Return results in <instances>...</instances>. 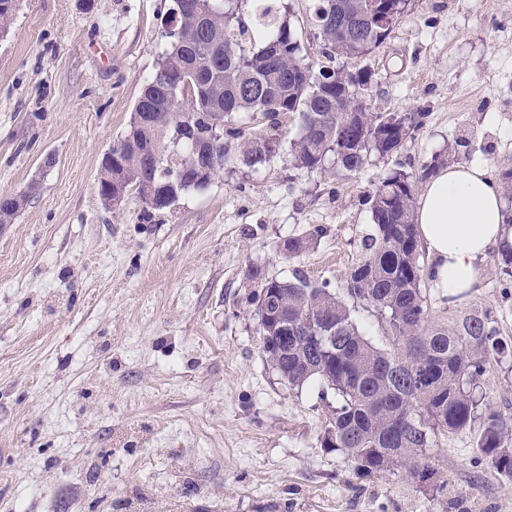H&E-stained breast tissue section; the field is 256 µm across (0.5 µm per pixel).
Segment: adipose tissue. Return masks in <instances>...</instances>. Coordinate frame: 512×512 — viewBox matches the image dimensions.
Instances as JSON below:
<instances>
[{
  "mask_svg": "<svg viewBox=\"0 0 512 512\" xmlns=\"http://www.w3.org/2000/svg\"><path fill=\"white\" fill-rule=\"evenodd\" d=\"M416 222L433 259L431 282L452 298L476 287L490 251L512 249L502 190L477 163L437 171L418 198Z\"/></svg>",
  "mask_w": 512,
  "mask_h": 512,
  "instance_id": "ef3b65f1",
  "label": "adipose tissue"
}]
</instances>
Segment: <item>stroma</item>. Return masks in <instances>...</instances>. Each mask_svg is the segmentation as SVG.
<instances>
[{
	"mask_svg": "<svg viewBox=\"0 0 512 512\" xmlns=\"http://www.w3.org/2000/svg\"><path fill=\"white\" fill-rule=\"evenodd\" d=\"M172 0H16L0 33V193L26 192L0 226V512H512V481L477 462L472 431L428 454L448 484L363 476L323 447L337 404L289 386L263 352V276L340 285L373 227L367 198L462 138L457 162L512 169V0H411L370 56L368 112L425 113L360 172L327 158L225 167L169 210L129 193L105 205L103 154L124 134L165 43ZM320 225L299 257L284 240ZM432 320L492 309L512 343V277L499 253L456 301L425 286ZM487 402L512 415V356L490 362Z\"/></svg>",
	"mask_w": 512,
	"mask_h": 512,
	"instance_id": "obj_1",
	"label": "stroma"
}]
</instances>
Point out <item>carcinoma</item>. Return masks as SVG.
<instances>
[{
  "instance_id": "carcinoma-1",
  "label": "carcinoma",
  "mask_w": 512,
  "mask_h": 512,
  "mask_svg": "<svg viewBox=\"0 0 512 512\" xmlns=\"http://www.w3.org/2000/svg\"><path fill=\"white\" fill-rule=\"evenodd\" d=\"M274 2L184 0L167 20L164 48L140 97L154 102L149 123L130 118L112 164V191H135L155 211L212 182L203 153L184 137L191 114L207 112L223 126L210 158L222 166H262L283 137L280 117H299L291 161L308 172L323 169L328 156L349 172L363 168L368 154L396 153L422 124L424 115L358 112L351 125L345 111L361 107L371 73H350L307 61L288 20ZM407 0H315L312 24L320 54L359 58L390 36ZM267 119L259 130L244 119ZM456 157V145L412 174L395 169L369 197L373 231L363 237V256L335 287L300 272L288 280L259 277L255 314L263 352L293 387L316 381L333 390V408L322 445L343 451L357 473L403 470L439 490L447 482L426 456L432 439L479 426L480 459L512 479V416L477 393L490 358L512 346L499 336L493 311L436 324L423 293L424 266L414 219L418 184ZM323 228L283 242L290 258L315 245ZM381 316L389 347L375 345L352 318L348 301Z\"/></svg>"
}]
</instances>
